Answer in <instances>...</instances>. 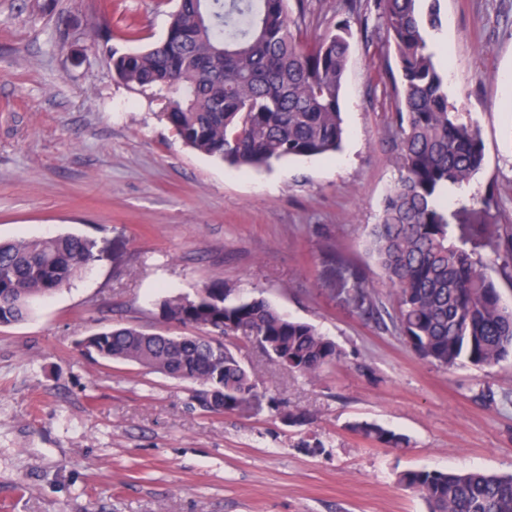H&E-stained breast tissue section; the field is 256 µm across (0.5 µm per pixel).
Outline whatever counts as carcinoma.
Instances as JSON below:
<instances>
[{
    "label": "carcinoma",
    "mask_w": 512,
    "mask_h": 512,
    "mask_svg": "<svg viewBox=\"0 0 512 512\" xmlns=\"http://www.w3.org/2000/svg\"><path fill=\"white\" fill-rule=\"evenodd\" d=\"M416 2L374 0L399 66L401 176L384 199L368 249L394 293L389 319L413 353L443 370H486L512 358V304L483 262L449 237L442 197L475 180L483 144L476 122L448 101L447 76L434 61L428 29L439 26V0H429L425 22ZM349 36L344 23L310 36L288 0H180L165 40L112 53V69L131 88L167 94L164 117L186 146L235 167L269 168L339 149ZM468 234L503 258L501 274L512 282V224L466 226L459 240ZM98 257L97 241L87 236L0 241V325L25 319L34 300L69 284ZM351 299L364 316L383 319L374 288L360 275ZM159 308L166 321L193 333L113 326L78 345L190 381L202 407L234 414L253 412L260 392L240 350L224 337L257 339L280 366L307 377L341 358L336 342L314 325L222 281L165 297ZM349 430L388 448L407 444L404 435L372 422H353ZM398 483L418 492L428 512H512V475L409 469Z\"/></svg>",
    "instance_id": "obj_1"
}]
</instances>
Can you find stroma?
<instances>
[{"mask_svg": "<svg viewBox=\"0 0 512 512\" xmlns=\"http://www.w3.org/2000/svg\"><path fill=\"white\" fill-rule=\"evenodd\" d=\"M311 2L309 33L340 21L352 33L345 140L249 170L186 146L161 101L112 72L109 51L134 45L103 42L98 27L125 21L156 45L176 0H0V239L76 233L101 249L26 320L0 326V512H427L398 472L512 473V359L439 369L350 300L358 273L393 303L367 238L400 175L399 73L377 15ZM440 12L432 49L485 153L448 223H471V195L490 189L498 223L512 224V0H441ZM214 281L315 325L341 362L305 377L241 343L279 406L240 416L200 407L190 382L78 345L113 324L184 334L160 300ZM290 410L306 422L285 423ZM353 421L409 445L355 435ZM348 428L351 432L372 439L388 448H402L407 444V438L404 435L376 423L356 421L349 424Z\"/></svg>", "mask_w": 512, "mask_h": 512, "instance_id": "obj_1", "label": "stroma"}]
</instances>
